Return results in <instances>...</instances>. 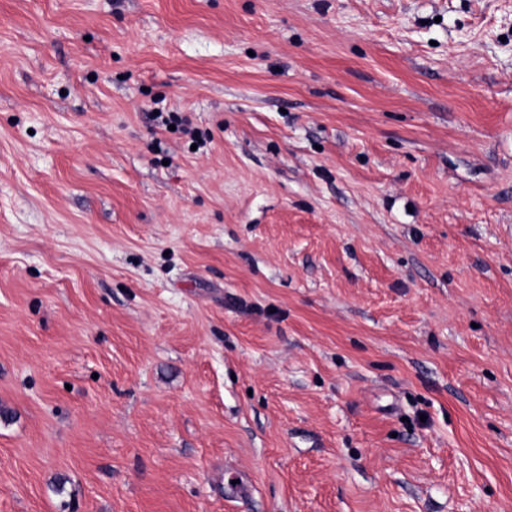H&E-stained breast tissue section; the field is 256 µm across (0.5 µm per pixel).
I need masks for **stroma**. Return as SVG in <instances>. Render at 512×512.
<instances>
[{"mask_svg":"<svg viewBox=\"0 0 512 512\" xmlns=\"http://www.w3.org/2000/svg\"><path fill=\"white\" fill-rule=\"evenodd\" d=\"M0 512H512V0H0Z\"/></svg>","mask_w":512,"mask_h":512,"instance_id":"obj_1","label":"stroma"}]
</instances>
